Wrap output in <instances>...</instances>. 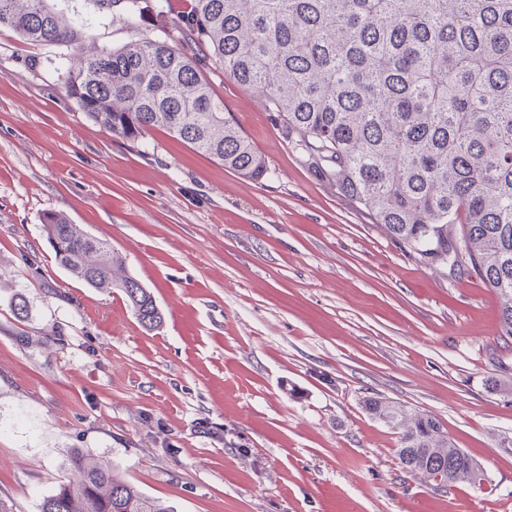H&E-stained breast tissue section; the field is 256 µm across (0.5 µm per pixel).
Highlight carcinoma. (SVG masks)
Instances as JSON below:
<instances>
[{"mask_svg":"<svg viewBox=\"0 0 512 512\" xmlns=\"http://www.w3.org/2000/svg\"><path fill=\"white\" fill-rule=\"evenodd\" d=\"M127 26L143 0H95ZM0 28L32 44L70 46L78 32L51 0H0ZM195 44L204 59L187 51ZM218 64L270 112L318 178L421 263L470 268L501 297L512 337V0H192L175 32L138 33L80 51L64 83L85 117L136 143L162 128L254 180L265 158L224 114L202 67ZM55 260L102 292L120 289L139 322L161 314L125 260L62 212L42 217ZM401 430L414 478L476 484L481 466L429 414L364 400ZM77 479L40 512H174L112 465L70 457Z\"/></svg>","mask_w":512,"mask_h":512,"instance_id":"obj_1","label":"carcinoma"}]
</instances>
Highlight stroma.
I'll return each instance as SVG.
<instances>
[{"label":"stroma","instance_id":"35a3bbf8","mask_svg":"<svg viewBox=\"0 0 512 512\" xmlns=\"http://www.w3.org/2000/svg\"><path fill=\"white\" fill-rule=\"evenodd\" d=\"M102 46L94 0H54ZM75 53L0 30V500L39 512L79 452L175 512H512V339L472 271L420 263L314 176L251 93L204 73L264 156L245 178L138 143L64 89ZM106 240L163 315L60 267L43 213ZM29 313L16 317V294ZM368 396L436 417L482 483L412 478Z\"/></svg>","mask_w":512,"mask_h":512}]
</instances>
